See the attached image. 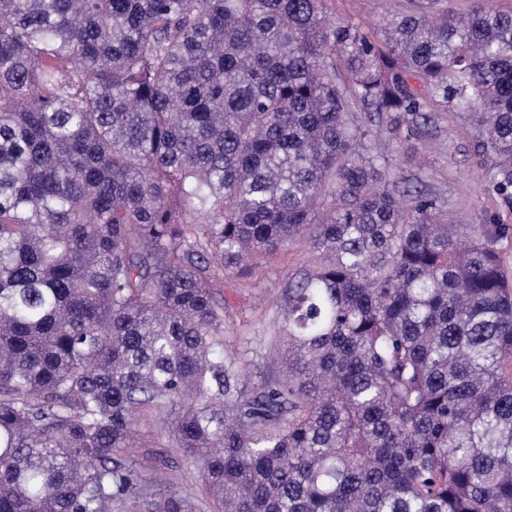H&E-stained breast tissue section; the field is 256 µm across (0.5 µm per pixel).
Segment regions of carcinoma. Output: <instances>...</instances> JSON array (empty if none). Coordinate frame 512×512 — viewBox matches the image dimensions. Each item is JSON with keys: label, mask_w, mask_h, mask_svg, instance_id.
Listing matches in <instances>:
<instances>
[{"label": "carcinoma", "mask_w": 512, "mask_h": 512, "mask_svg": "<svg viewBox=\"0 0 512 512\" xmlns=\"http://www.w3.org/2000/svg\"><path fill=\"white\" fill-rule=\"evenodd\" d=\"M326 2L0 0V512H187L146 410L221 512H512L508 228L391 148L459 112L512 209V14ZM296 242L248 393L214 282ZM391 1H398L400 10L413 9L419 1H438L430 11H440L448 7V11L459 14L466 13L471 6V0H327L326 6L336 18L350 20L365 29H370L388 11ZM137 441L127 455L148 476L162 480L160 493H177L189 498L193 512H218V505L208 493L198 470L179 448H175L168 430L154 415L144 412L136 422ZM156 466L158 469H154Z\"/></svg>", "instance_id": "obj_1"}]
</instances>
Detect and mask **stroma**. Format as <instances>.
Instances as JSON below:
<instances>
[{
	"label": "stroma",
	"instance_id": "1",
	"mask_svg": "<svg viewBox=\"0 0 512 512\" xmlns=\"http://www.w3.org/2000/svg\"><path fill=\"white\" fill-rule=\"evenodd\" d=\"M419 0H327V8L336 18L371 28L388 11L390 5L410 10ZM442 135L431 149L424 169V180L448 200L457 223L482 224L489 216L512 226V209L506 208L485 187L479 159H463L449 154V144H469L472 139L468 123L453 112L442 118ZM311 258L307 246L296 243L273 257L261 260L248 278L234 274L218 280L215 292L224 303V346L238 352L243 370L242 381L254 385L261 378L280 375L281 368L271 348L281 323L283 291L291 277L306 267ZM137 441L129 455L147 475L159 478L158 490L189 498L193 512H217L198 470L175 448L169 434L146 412L136 423Z\"/></svg>",
	"mask_w": 512,
	"mask_h": 512
}]
</instances>
